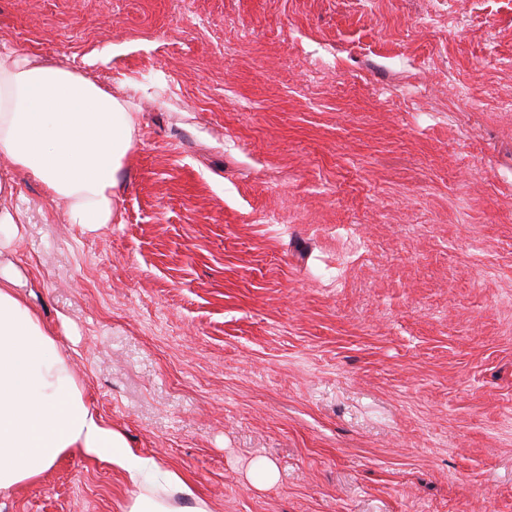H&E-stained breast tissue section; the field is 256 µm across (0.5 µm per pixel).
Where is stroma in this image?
<instances>
[{"label":"stroma","instance_id":"1","mask_svg":"<svg viewBox=\"0 0 512 512\" xmlns=\"http://www.w3.org/2000/svg\"><path fill=\"white\" fill-rule=\"evenodd\" d=\"M0 43L139 89L120 222L0 158L18 293L135 453L212 512H512V0H0ZM133 492L72 449L0 512ZM25 228L18 212L0 208V258L11 255L22 241Z\"/></svg>","mask_w":512,"mask_h":512}]
</instances>
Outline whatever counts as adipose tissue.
Instances as JSON below:
<instances>
[{
    "label": "adipose tissue",
    "mask_w": 512,
    "mask_h": 512,
    "mask_svg": "<svg viewBox=\"0 0 512 512\" xmlns=\"http://www.w3.org/2000/svg\"><path fill=\"white\" fill-rule=\"evenodd\" d=\"M139 113L95 71L0 47V157L50 200H65L66 223L92 228L119 218L118 174ZM24 235L20 214L1 207L0 491L41 477L81 448L126 472L135 488L127 512H211L177 471L133 455L125 435L89 408L69 353L17 293L8 257ZM179 498L189 508L176 506Z\"/></svg>",
    "instance_id": "obj_1"
}]
</instances>
